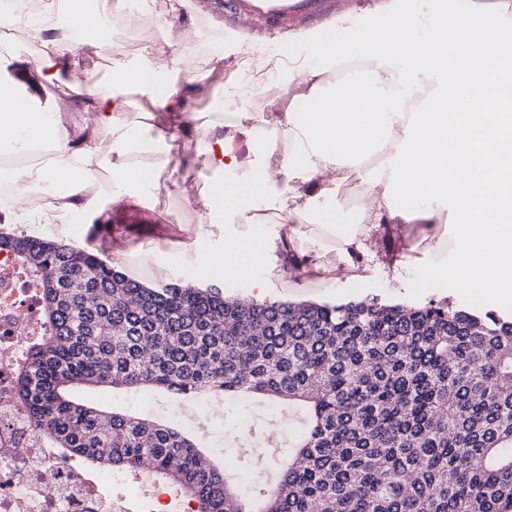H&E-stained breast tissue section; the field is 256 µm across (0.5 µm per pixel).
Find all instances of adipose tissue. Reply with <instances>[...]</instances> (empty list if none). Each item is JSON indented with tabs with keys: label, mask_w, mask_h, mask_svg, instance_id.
Returning <instances> with one entry per match:
<instances>
[{
	"label": "adipose tissue",
	"mask_w": 512,
	"mask_h": 512,
	"mask_svg": "<svg viewBox=\"0 0 512 512\" xmlns=\"http://www.w3.org/2000/svg\"><path fill=\"white\" fill-rule=\"evenodd\" d=\"M66 26L79 30L84 43L104 47L99 16L122 14L124 0H98L96 12L62 5ZM434 27L420 13L409 19L392 18L383 27L363 33L359 48L374 66L359 75V92L324 81L318 70L298 65L288 71V88L310 86L313 111L297 114L293 107L274 110L263 123L270 152L264 153L258 175L240 172L233 144L247 134L256 116L235 113L204 114L184 106L178 89L157 94L155 78L178 77L190 41L175 44L171 54L143 66L114 63L106 77L87 73L83 83L68 80L81 71L76 45L65 40L47 42L50 24L28 23L26 35L51 49L36 64L33 81L52 84L47 100L30 99L21 109L23 74L10 59L0 56V144H22L40 161L25 168L0 164V182L10 183L12 208L22 210L32 232L41 235L65 223L74 210L101 212L112 199L135 189L141 171L132 152L151 155L163 193L178 190L183 179L174 157L180 132H203V163L222 174L211 185V217L230 216L238 229L225 236L223 253L206 254L208 266H224L248 274L264 238L265 226L243 204L250 195H277V236L290 250H298L303 235L329 241L339 260L320 266L333 283L364 279L366 269L350 261L354 252L370 250L372 230L379 223L420 224L432 236L422 254L402 255L388 272L402 276L416 261L462 288H499L512 285V157L502 155L505 112L501 88L512 82V66L487 68L476 35L460 34L454 47L433 40L419 53L417 26ZM136 89L147 109L133 111L129 89ZM415 108H407L409 99ZM82 101L94 112L84 135L67 122L62 107ZM355 111L375 113L376 130L367 137L349 124ZM384 157L381 166H368L369 156ZM426 171L414 177L412 167ZM358 185L368 199L355 223L319 224L315 221L311 189L336 193ZM447 210L432 208L435 200Z\"/></svg>",
	"instance_id": "adipose-tissue-1"
}]
</instances>
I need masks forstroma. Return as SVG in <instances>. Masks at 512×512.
Returning a JSON list of instances; mask_svg holds the SVG:
<instances>
[{
	"label": "stroma",
	"instance_id": "1",
	"mask_svg": "<svg viewBox=\"0 0 512 512\" xmlns=\"http://www.w3.org/2000/svg\"><path fill=\"white\" fill-rule=\"evenodd\" d=\"M405 8L426 16H440L441 0H356L351 9L330 22L309 19L304 31L291 32L283 25L256 20L250 29L226 22L224 12L216 8L215 0H188L183 18L177 26L180 35L191 36L196 44L185 62L186 70L204 75V82L185 91L184 97L199 112L213 111L212 94L229 80H238V97L234 111L246 110L254 96L243 86L242 57L237 42H244L250 51H275L289 60L302 59L317 69H325L323 59L316 57L306 43L303 33H315L323 42L339 41L353 46L358 32L369 30L370 17L378 11ZM199 139L196 131L184 136L185 150L177 155L189 175L183 184L184 198L165 197L157 205L145 203L140 190H132L116 199L103 213L73 212L69 224L55 233V240L75 249L92 252L109 261L115 268L154 287L181 283L197 288L216 287L225 295L249 298L252 283L269 279L267 300L281 302H314L340 304L378 298L385 302L423 305L428 301L447 300L455 305L500 315H512V289L469 290L457 287L446 279L432 275L426 264L413 267L404 279L384 277V265L402 254L417 241L413 224H381L373 232L371 252L353 254L355 263L368 267L369 275L354 284H334L324 280L315 268L316 263L333 264L334 251L317 239L303 243V251L293 256L285 254L275 237H268L264 257L259 258L249 277H231L209 272L200 263L205 253L224 250V227L200 223L206 215L210 200L202 186L212 175L202 167L192 146ZM81 400L100 409H118L128 414L172 421L170 406L152 400L142 406L139 394L96 387L79 391ZM255 419L254 411L246 406L219 409L209 418L200 442L205 446L223 447L225 433L245 430Z\"/></svg>",
	"mask_w": 512,
	"mask_h": 512
}]
</instances>
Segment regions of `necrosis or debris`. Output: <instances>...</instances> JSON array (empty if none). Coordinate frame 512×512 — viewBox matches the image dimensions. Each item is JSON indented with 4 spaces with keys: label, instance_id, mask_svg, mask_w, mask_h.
Returning a JSON list of instances; mask_svg holds the SVG:
<instances>
[{
    "label": "necrosis or debris",
    "instance_id": "necrosis-or-debris-1",
    "mask_svg": "<svg viewBox=\"0 0 512 512\" xmlns=\"http://www.w3.org/2000/svg\"><path fill=\"white\" fill-rule=\"evenodd\" d=\"M32 273L0 251V512H129L111 476L92 479L61 456L15 406L9 392L27 344L43 332Z\"/></svg>",
    "mask_w": 512,
    "mask_h": 512
}]
</instances>
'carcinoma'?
<instances>
[{"label": "carcinoma", "instance_id": "obj_1", "mask_svg": "<svg viewBox=\"0 0 512 512\" xmlns=\"http://www.w3.org/2000/svg\"><path fill=\"white\" fill-rule=\"evenodd\" d=\"M0 250L33 272L44 326L11 397L64 455L143 471L196 512H512V320L433 300L245 302L31 236ZM80 386L260 397L301 426L286 450L261 423L232 433L254 511L177 423L80 403Z\"/></svg>", "mask_w": 512, "mask_h": 512}]
</instances>
